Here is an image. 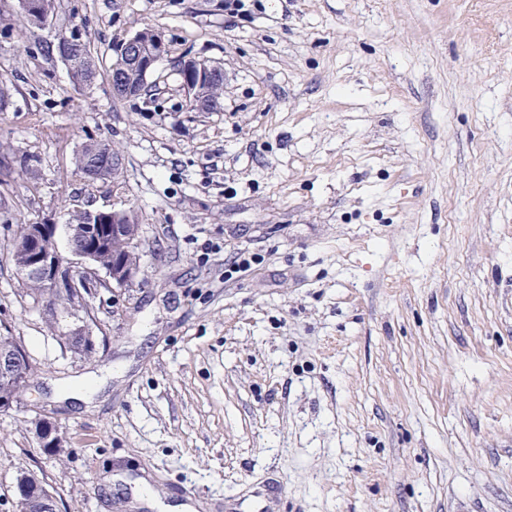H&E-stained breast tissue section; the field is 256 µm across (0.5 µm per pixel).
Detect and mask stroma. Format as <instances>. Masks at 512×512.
Segmentation results:
<instances>
[{
    "instance_id": "1",
    "label": "stroma",
    "mask_w": 512,
    "mask_h": 512,
    "mask_svg": "<svg viewBox=\"0 0 512 512\" xmlns=\"http://www.w3.org/2000/svg\"><path fill=\"white\" fill-rule=\"evenodd\" d=\"M145 27L148 110L109 80ZM74 30L89 88L52 49ZM188 58L222 68L218 111H182ZM1 85L0 324L34 376L0 412V512L27 473L59 512L266 479L277 512H512V0H54L40 27L0 0ZM92 138L121 188L77 171ZM115 206L157 235L130 287L93 281L78 359L11 244L48 222L69 254L71 212ZM242 250L260 264L225 278ZM143 30L144 29L137 31L133 36L125 39L123 42H120L115 47V49H117L119 52H122L130 69H138L141 71L144 81L141 89L138 91L119 97L143 98L144 103L148 105L153 101L151 97L158 94L156 91H158L157 86L159 84L157 79L149 82V78L154 74L157 63L166 54V46L163 38H161L157 50L151 54L144 53L141 46L142 43L144 51L150 52L154 47L155 41H158L160 38L156 34L149 31H145L142 36L141 33ZM68 38L75 41L78 45H83L82 53L80 55L76 54V61L70 67L73 81L78 85L83 84L84 81H85L84 82L85 85L93 84L95 82V80L93 77H90V76L93 75L94 71H95V76H96L97 68H96V63L94 62V59L92 58L91 54L88 52L89 50L88 51L86 50V47H87L86 42L83 40L82 35L79 33H71ZM88 56L91 57V59L93 60L94 63L91 62L92 60L87 58ZM87 77H90V78L86 79ZM112 153L116 155L120 154L119 152L112 149V146L109 143L103 141H91L85 143L76 156V166L82 174L90 178L94 177L95 174L90 173L89 177L87 172L92 169V165L96 161H102L104 159L109 162L112 161V173L111 167H108L107 174H110V176L112 175V182L118 187V181L122 177V174L119 173L124 171V159L120 162L117 158L112 156ZM36 434L39 436L42 444H45L47 448H57L56 453H59L63 448V438L57 428L55 422L50 417H44L39 423Z\"/></svg>"
}]
</instances>
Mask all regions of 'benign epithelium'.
I'll use <instances>...</instances> for the list:
<instances>
[{"instance_id":"7a95c632","label":"benign epithelium","mask_w":512,"mask_h":512,"mask_svg":"<svg viewBox=\"0 0 512 512\" xmlns=\"http://www.w3.org/2000/svg\"><path fill=\"white\" fill-rule=\"evenodd\" d=\"M126 58V63L131 69H138L143 76V85L136 92L128 94L130 98H141L145 104L152 103L154 92L158 91L159 81L150 80L156 70L157 63L166 54L165 43L161 42L158 49L151 54L142 50V34L136 32L133 36L116 46ZM187 72L191 73L197 82L217 83L220 80L221 70L218 66L202 60L187 59L182 61ZM180 85L186 93L187 110L190 112H210L215 109L217 100H211L205 104L191 105L193 99L190 91L191 81L184 76H179ZM90 219L85 224L67 225L70 253L79 257L87 264L85 272L76 276L72 269L70 259L63 256L55 244L57 225L55 224H30L25 233L26 255L18 257L20 269L25 274V281L34 284L38 288H86L100 266L96 259V250L110 241H120L128 251H139L146 228L142 227L135 235L126 233L125 225L132 220L130 211L126 209H112V223L100 222L101 210L89 211ZM140 271L137 264L124 265L106 270V274L112 279V287L125 288L136 278ZM33 367L29 361L25 347L17 343L14 347L0 354V377L6 376L12 379L19 390H24L31 377ZM36 434L41 443L49 448H60L63 438L55 422L44 417L39 423Z\"/></svg>"}]
</instances>
